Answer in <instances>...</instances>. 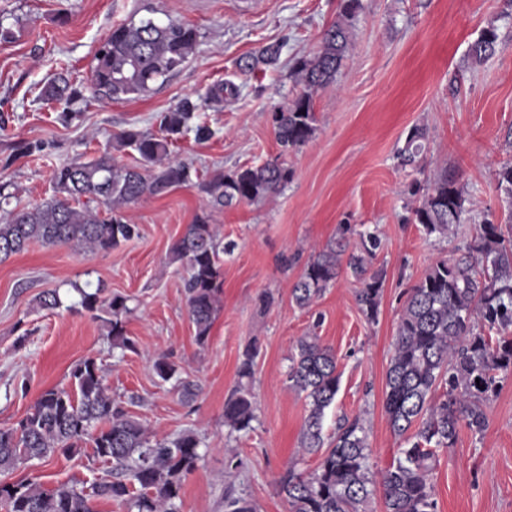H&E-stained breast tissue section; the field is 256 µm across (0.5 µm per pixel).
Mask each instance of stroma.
I'll list each match as a JSON object with an SVG mask.
<instances>
[{"instance_id": "stroma-1", "label": "stroma", "mask_w": 512, "mask_h": 512, "mask_svg": "<svg viewBox=\"0 0 512 512\" xmlns=\"http://www.w3.org/2000/svg\"><path fill=\"white\" fill-rule=\"evenodd\" d=\"M350 51L335 83L314 96L316 132L286 158L293 175L255 203L213 211L222 243L221 308L206 345L195 340L183 290V269L171 248L200 215L198 182L217 172L255 165L280 152L269 113L302 90L294 59L313 54L337 19L340 0H0V22L15 38L0 43V186L21 203L49 197L53 166L85 161L134 127L156 134L165 112L217 83L236 95L211 105L206 140L186 136L173 156L191 169V185L128 208L138 237L108 252L35 242L0 262V427L16 425L41 392L70 388V372L96 359L112 397L159 439L192 430L201 460L182 483L179 512H224V494L250 500L256 512H288L278 482L288 468L309 473L315 455L301 454L306 405L288 382L298 338L313 334L336 356L341 376L327 409L325 434L339 418L362 416L372 470L386 468L400 446L384 410L385 373L410 289L441 257H452L476 224L500 219L505 204L496 171L512 162V5L507 0H361ZM153 18L190 24L200 33L196 54L144 97H92L62 112L42 100L38 84L68 69L89 85L95 51L113 25ZM496 26L501 50L481 65L463 61L480 31ZM279 42L278 64L240 70V58ZM427 130L414 167L396 152L409 130ZM35 148L17 153L18 143ZM466 191L465 221L448 238L426 236L408 216L441 172ZM376 230L375 267L385 272L377 321L356 302L359 284L341 273L310 308L297 307L291 288L311 255L336 241L342 225ZM127 296L134 348H114L102 320L80 310L78 287ZM56 292L60 305L40 308ZM269 307H262V298ZM257 345L252 431L224 425V401L237 366ZM167 357L176 378L162 380L153 361ZM197 383L185 400L179 380ZM482 434L461 429L442 450L433 484L440 512H512V375L485 406ZM239 468H229V460ZM90 445L72 454L30 460L0 475L49 490L62 483L91 488L109 471Z\"/></svg>"}]
</instances>
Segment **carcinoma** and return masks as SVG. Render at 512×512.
I'll return each mask as SVG.
<instances>
[{
    "instance_id": "1",
    "label": "carcinoma",
    "mask_w": 512,
    "mask_h": 512,
    "mask_svg": "<svg viewBox=\"0 0 512 512\" xmlns=\"http://www.w3.org/2000/svg\"><path fill=\"white\" fill-rule=\"evenodd\" d=\"M361 0H342L331 26L324 30L317 51L295 61L293 72L302 91L273 107L270 119L281 155L259 165L219 172L199 183L203 214L186 225L172 247L174 260L185 270L183 288L196 342L208 341L223 293L218 235L209 212L234 203L256 202L278 192L292 171L283 156L312 139L316 126L314 95L330 86L345 58L353 20ZM197 28L159 24L151 18L112 28L94 57L91 92L99 100L142 96L158 81L178 71L195 52ZM500 50L497 28H485L468 48L466 60L483 64ZM282 44L262 47L244 60L252 69L275 65ZM40 97L65 103L83 97L69 77L57 74L44 84ZM224 97V85L210 88L193 100L182 99L162 117L161 134L134 127L115 136L116 149L138 155L124 164L105 150L97 158L52 169V195L34 205H17L0 220V262L21 253L33 242L73 244L95 253L106 252L139 235L122 208L146 197L161 196L191 182L189 167L171 153L173 140L194 132L199 140L212 136L200 121L209 102ZM426 131L412 128L398 151L403 166H412L425 150ZM508 216L505 223L486 220L458 255L437 260L414 285L400 316L394 354L385 380L384 408L393 433L404 441L393 462L374 472L371 451L360 417H344L330 436L324 434L326 410L335 402L340 374L335 354L317 336L297 340L288 379L304 395L306 415L300 432L304 454L320 455L317 469L304 475L288 468L279 491L289 512H365L363 505L380 489L385 512H439L433 474L438 452L455 445L460 429L484 431L485 403L495 396L503 376L512 374V163L497 173ZM464 187L444 172L411 208L412 220L431 236L447 237L463 223ZM357 233L358 249L346 250V235ZM378 234L341 228L340 238L318 251L294 283L292 299L310 307L346 269L361 285L360 311L369 321L378 317L385 274L373 268ZM81 309L106 311L107 336L112 347L134 348L125 318L127 298L80 291ZM258 351L252 345L238 365V382L224 403V425L248 432L256 420L251 388ZM74 391L45 390L17 425L0 428V474L31 459H48L58 452L73 453L91 441L93 457L112 463V478L94 483L91 492L62 483L46 491L34 483H0V506L6 512H92L90 499H122L136 512H179L177 501L184 477L200 459L201 439L192 431L157 440L108 393L102 369L87 358L71 371ZM224 512H254L250 501L232 491L224 493Z\"/></svg>"
}]
</instances>
